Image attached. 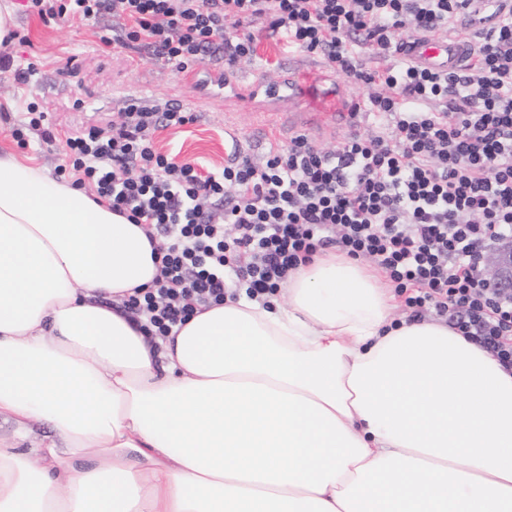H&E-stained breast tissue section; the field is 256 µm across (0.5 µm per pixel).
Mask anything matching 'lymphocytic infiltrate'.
<instances>
[{"instance_id":"lymphocytic-infiltrate-1","label":"lymphocytic infiltrate","mask_w":512,"mask_h":512,"mask_svg":"<svg viewBox=\"0 0 512 512\" xmlns=\"http://www.w3.org/2000/svg\"><path fill=\"white\" fill-rule=\"evenodd\" d=\"M463 2L31 0L42 17L111 18L113 44L181 68L219 50L233 66L251 58V26L266 19L289 48L369 89L374 133L333 150L298 136L263 161L243 155L206 176L154 146L156 130L193 122L176 103L132 101L121 124L66 137L74 185L162 240L152 286L123 301L146 331L169 335L223 303L230 285L273 296L332 247L380 268L410 320L449 317L512 371V289L495 288L482 263L512 242V0H488L497 21L466 71L422 69L399 54L404 37L454 32Z\"/></svg>"}]
</instances>
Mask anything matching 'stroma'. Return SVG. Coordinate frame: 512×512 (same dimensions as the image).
I'll return each instance as SVG.
<instances>
[{"label":"stroma","instance_id":"stroma-1","mask_svg":"<svg viewBox=\"0 0 512 512\" xmlns=\"http://www.w3.org/2000/svg\"><path fill=\"white\" fill-rule=\"evenodd\" d=\"M16 6L17 35L0 45V55L9 56L10 70L0 69V151H21L34 158L51 176H58L62 162L61 141L66 134L91 125L120 122L129 100L145 105L164 101L182 104L195 116L194 122L155 132L159 152L179 160H192L200 172L218 173L224 168L234 142L224 132V104L217 101V89L201 90L185 83L176 64L157 59L151 50L123 49L105 44L112 34L111 18L95 25L70 24L42 19L28 8V0H13ZM253 60L239 63L244 73L259 72L276 80L287 64L306 70L321 69L320 59L289 49L280 33L268 22L254 25ZM34 63L29 83L14 81L15 67ZM47 115L46 126L53 132L47 140L40 132L28 134L26 147H18L11 136L13 126L27 117L28 104ZM265 98L235 108L233 123L238 142L252 158H261L269 148L255 127V114Z\"/></svg>","mask_w":512,"mask_h":512}]
</instances>
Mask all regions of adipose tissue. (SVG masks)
I'll list each match as a JSON object with an SVG mask.
<instances>
[{"mask_svg":"<svg viewBox=\"0 0 512 512\" xmlns=\"http://www.w3.org/2000/svg\"><path fill=\"white\" fill-rule=\"evenodd\" d=\"M158 272L143 225L0 153V512H512V374L395 321L356 259L293 271L170 336L121 308ZM50 434L47 426L33 423L30 425L29 431L24 436H17L15 427L11 422L0 420V436L1 438L16 445L23 452H28L32 448H40L45 437Z\"/></svg>","mask_w":512,"mask_h":512,"instance_id":"1","label":"adipose tissue"}]
</instances>
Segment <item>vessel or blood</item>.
<instances>
[{
	"instance_id": "1",
	"label": "vessel or blood",
	"mask_w": 512,
	"mask_h": 512,
	"mask_svg": "<svg viewBox=\"0 0 512 512\" xmlns=\"http://www.w3.org/2000/svg\"><path fill=\"white\" fill-rule=\"evenodd\" d=\"M482 0H467L464 13L467 24L461 35L420 34L406 38L401 46V53L420 67L432 71H448L471 66L475 60L473 36L490 29L496 18L485 12ZM211 83L224 91L225 107L251 101L263 96L271 100L285 99L291 102L292 112L266 110L258 112L257 122L266 130H273L282 125L301 131L316 133L329 131L338 127L355 128L360 114L343 91H336L322 103H309L304 93L305 88L328 81L325 73H310L288 68L285 77L274 82L261 78L246 79L236 69L227 68L210 75Z\"/></svg>"
}]
</instances>
